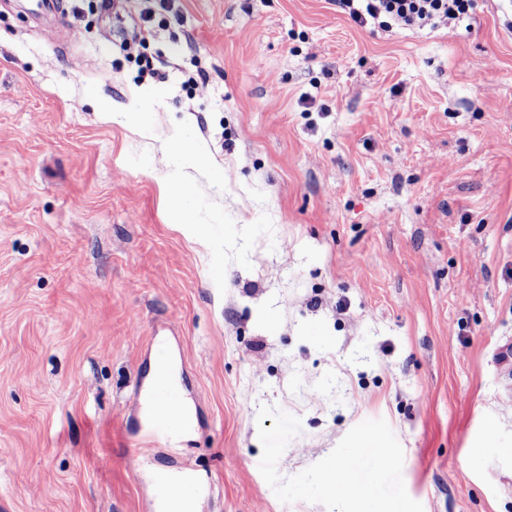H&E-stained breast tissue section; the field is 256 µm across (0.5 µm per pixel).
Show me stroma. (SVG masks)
<instances>
[{
  "mask_svg": "<svg viewBox=\"0 0 512 512\" xmlns=\"http://www.w3.org/2000/svg\"><path fill=\"white\" fill-rule=\"evenodd\" d=\"M158 331L199 420L133 459ZM509 342L512 0H0V512H152L160 470L326 512L261 475L264 405L301 419L281 478L382 418L424 512H512ZM471 0H338L351 19L402 29L454 28L468 15ZM356 2V3H355Z\"/></svg>",
  "mask_w": 512,
  "mask_h": 512,
  "instance_id": "35a3bbf8",
  "label": "stroma"
}]
</instances>
